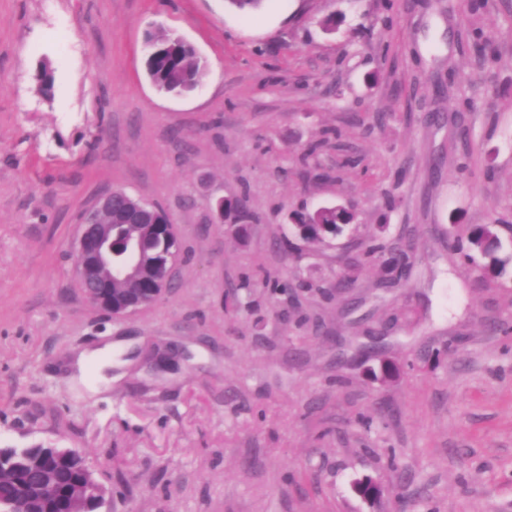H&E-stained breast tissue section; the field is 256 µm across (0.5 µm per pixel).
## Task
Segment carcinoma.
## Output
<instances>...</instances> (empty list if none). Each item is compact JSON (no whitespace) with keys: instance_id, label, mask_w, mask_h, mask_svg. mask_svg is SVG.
<instances>
[{"instance_id":"carcinoma-1","label":"carcinoma","mask_w":512,"mask_h":512,"mask_svg":"<svg viewBox=\"0 0 512 512\" xmlns=\"http://www.w3.org/2000/svg\"><path fill=\"white\" fill-rule=\"evenodd\" d=\"M145 43L149 46L147 72L159 90L187 93L205 76V66L190 43L163 29L147 33ZM333 135H338V132L324 131L319 139L308 145L303 159L316 156L329 144ZM305 218L312 226H298L296 231L302 238L309 237L311 243L344 231V225L338 223L333 208L307 213ZM165 221L166 214L158 208L143 212L135 224H112V237L116 241L134 239L138 242L139 262L151 275L157 271L160 246L149 225ZM384 248L382 240H371L360 260L347 267V281H353L361 266L371 262ZM501 249L499 245L482 253V257L490 260V266L498 276L506 275L508 268L512 267V254L502 256ZM82 479V462L77 457L60 459L48 448H1L0 512H70L72 489Z\"/></svg>"}]
</instances>
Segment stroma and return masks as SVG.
Wrapping results in <instances>:
<instances>
[{
  "label": "stroma",
  "instance_id": "obj_1",
  "mask_svg": "<svg viewBox=\"0 0 512 512\" xmlns=\"http://www.w3.org/2000/svg\"><path fill=\"white\" fill-rule=\"evenodd\" d=\"M158 28L204 62L194 92L149 79ZM115 189L181 244L173 290L124 320L70 258ZM336 203L342 235L291 237L286 210ZM452 224L512 253V0H0V448L80 449L108 512H512V274L455 262ZM378 233L410 269L336 288ZM109 342L120 379L89 394L62 363ZM384 359L398 381L367 378Z\"/></svg>",
  "mask_w": 512,
  "mask_h": 512
}]
</instances>
